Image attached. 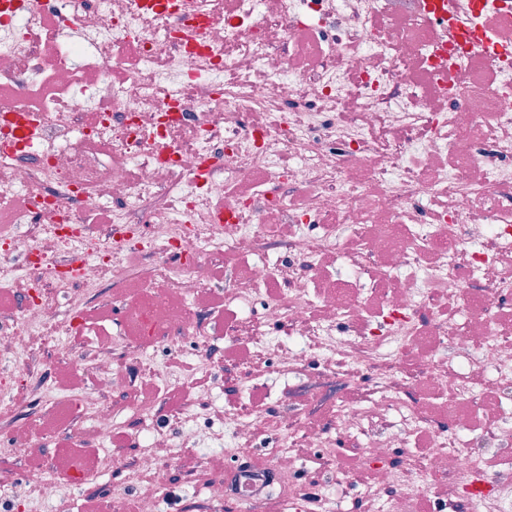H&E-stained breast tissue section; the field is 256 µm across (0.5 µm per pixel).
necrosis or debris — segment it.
<instances>
[{
    "instance_id": "4bbe7bcc",
    "label": "necrosis or debris",
    "mask_w": 512,
    "mask_h": 512,
    "mask_svg": "<svg viewBox=\"0 0 512 512\" xmlns=\"http://www.w3.org/2000/svg\"><path fill=\"white\" fill-rule=\"evenodd\" d=\"M58 2L84 44L49 27L45 0H28L18 24L0 29V80L25 90L35 73L44 86L36 149L0 143V208L31 204L0 239V290L29 284L19 314L0 315V361L12 364L0 372V416L16 423L7 454L22 459L35 447L22 423L31 410L76 406L75 431L104 453L75 481L95 484L116 464L107 451L117 428L113 385L146 378L163 393L180 367L98 336L82 357L93 386L55 389L37 381L33 338L67 356L97 288L133 278L144 292L130 307L142 337L207 347L208 320L195 305L209 261L238 256L250 266L224 290L225 306L241 314L224 328L228 344L248 338L282 376L297 374L313 350L336 381L372 372L360 402L337 398L334 416L376 471L365 489L376 512H415L424 497L447 512L449 494L483 477L488 456L511 459L512 322L501 300L512 296V65L486 55L493 86L465 71L449 85L420 81L425 69L460 62L420 0H188L180 29L144 0ZM77 55L82 67L70 68ZM89 76L96 97H76ZM90 140L106 143L108 157L89 150ZM221 192L231 210L219 228L207 199ZM101 209L111 224L87 235L85 214ZM74 252L84 260L73 270L65 259ZM328 253L345 275L321 295L311 275ZM132 254L143 262L130 263ZM273 279L283 288L262 322L250 310ZM62 295L71 298L63 311ZM173 297L179 309H170ZM269 321L289 323L294 339L270 338ZM414 365L453 427L428 425L409 396ZM490 394L493 415L473 433ZM130 411L140 452L106 512H126L131 491L142 512H159L175 441L207 448L212 439H172L153 423L154 401ZM224 421L233 457L272 433L267 464L278 491L296 473V449L334 448L328 432L279 425L256 407ZM423 435L430 443L420 450ZM396 446L412 451L399 468L385 463ZM384 487L393 495H381Z\"/></svg>"
}]
</instances>
